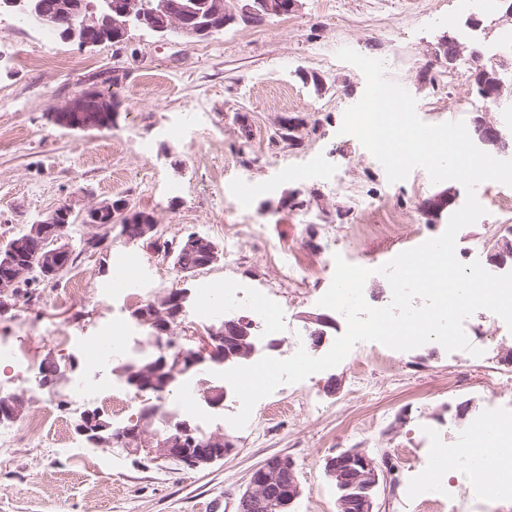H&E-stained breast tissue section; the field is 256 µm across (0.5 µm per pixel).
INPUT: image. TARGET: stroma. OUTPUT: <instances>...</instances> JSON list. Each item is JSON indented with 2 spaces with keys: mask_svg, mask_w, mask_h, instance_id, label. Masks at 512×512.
<instances>
[{
  "mask_svg": "<svg viewBox=\"0 0 512 512\" xmlns=\"http://www.w3.org/2000/svg\"><path fill=\"white\" fill-rule=\"evenodd\" d=\"M482 20V44L500 46L512 36L499 0L468 11L463 0H299L292 14L255 26L237 22L204 41L131 32L123 44L93 49L46 39L42 29L0 11V248L42 214L62 204L75 213L123 196L154 214L166 238L197 232L219 248V262L182 278L169 261L108 234L97 253L82 252L94 227L74 223L66 241L81 253L57 280L20 286L15 307L0 312V339L21 344L28 369L0 365V387L26 400L25 418L42 412L54 397L62 427L41 435L1 421L13 432L0 447V512H236L251 471L266 458L294 459L302 494L292 512H336V484L326 475V458L363 448L393 465L377 490L380 512H405L400 485L411 467L431 477L429 426L446 440L496 409H512V330L492 313L469 319L464 331L473 359L448 354L430 342L410 351L362 343L338 366L315 373L258 401L250 428L228 424L240 402L227 391L223 407L200 403L192 423L202 432L224 430L236 450L211 466L187 470L155 464L120 448H96L93 463L58 453L48 455L58 434L77 440L80 411L65 387L38 385L45 363L85 369L83 356L66 339L98 335L113 315L131 316L146 300L173 288L190 291L183 327L201 333L206 321L194 310L207 304L201 291L236 280L279 303L286 327L271 350L292 352L297 335L326 315L314 291L329 287L335 256L372 267L444 233L447 218L427 219L422 203L458 182L431 183L415 169L406 180L389 182L382 165L350 135L339 134L345 110L362 97V72L335 57L349 47L384 61L386 76L417 101L428 124L484 118L512 124V105L487 106L472 89L469 58L433 63L431 51L449 34V19ZM93 88L116 93L121 107L111 129L73 131L54 124L52 112L75 94ZM290 121L295 140L277 134ZM245 186L243 201L233 199ZM295 197V207L284 206ZM487 214L456 236V256L497 269L495 244L512 227V211L500 199L512 187L477 186ZM364 224L392 225L385 241L358 234ZM291 248L317 270L305 280L273 252ZM135 253L153 287L148 298L125 304L101 301L115 267ZM80 285L84 298L68 293ZM468 405L466 416L456 408Z\"/></svg>",
  "mask_w": 512,
  "mask_h": 512,
  "instance_id": "1",
  "label": "stroma"
}]
</instances>
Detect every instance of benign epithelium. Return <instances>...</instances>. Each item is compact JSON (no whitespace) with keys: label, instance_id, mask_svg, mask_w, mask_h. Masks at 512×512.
<instances>
[{"label":"benign epithelium","instance_id":"1","mask_svg":"<svg viewBox=\"0 0 512 512\" xmlns=\"http://www.w3.org/2000/svg\"><path fill=\"white\" fill-rule=\"evenodd\" d=\"M235 8H230L225 0H216L218 13L224 19L240 16L247 21H255L263 13L291 14L298 6V0H232ZM160 12L165 14L166 23L159 27L150 20V10L145 0H101L95 6L86 0H74L69 4V27L60 30L62 12L59 5L49 0H28L26 12L33 25L49 31H58L65 41H76L82 48H92L102 44L99 30L102 22L111 28L114 43L124 41L129 26V18L136 15L158 35L174 29L187 39L197 36L193 19L189 17V8L180 0H160ZM118 99L100 90H84L52 114L54 123L62 128L74 131L101 129V117L104 113L118 111ZM473 138L482 146H492L501 153L512 149V129L500 128L490 122H481L473 131ZM458 195L444 191L428 199L424 212L434 216L453 207ZM112 210V201L106 200L89 207L82 214L83 223L98 228L102 213ZM73 217V209L62 204L40 217L31 224L29 231L22 237L10 240L3 255L6 271L0 276V308L10 307V300L15 297V288L31 271L27 264H18L12 258L24 254L31 246H36L39 255V267L42 273L56 278L68 266L69 246L62 243L63 230ZM159 234L156 220L140 225L136 234L124 233L129 243L143 241L153 243ZM189 243L201 248L207 256L205 266L219 261L216 251L209 247V241L199 234L190 236ZM190 292L182 291L179 298L160 309V305L150 303L133 315L138 322L153 325L158 331L156 342L161 355L143 365L118 367L116 372L124 373L129 386L143 392L152 390L156 393L166 390L173 384L183 369H191L207 361L218 364L229 362L242 363L250 360L258 352V338L253 336L252 322L241 316L227 314L224 317V329L236 333L234 341L223 342L222 330L211 328L208 334L199 337V345H176L172 339L176 336L170 321L182 315L181 301L188 299ZM319 328L311 331V344L318 348L326 341V329L334 327V321L328 317L316 319ZM66 379V373L54 363H46L41 373L39 384L57 385ZM25 408L23 396L0 390V417L13 419L21 415ZM77 432L81 435L91 434L98 446L106 448L119 442L126 447L130 455L141 456L155 463H170L185 469L196 470L208 467L224 460L235 451L234 445L224 436V432L215 431L205 442L195 438V430L185 422L180 423L169 432H151L143 425L128 431L127 435L117 438L112 435V423L102 419L96 410H87L80 417ZM324 470L332 478L339 491L337 512H377L376 490L385 478L383 465L363 448H349L326 459ZM301 495L296 463L288 455L277 454L268 457L256 466L249 478L246 491L241 494L237 512H290L291 506Z\"/></svg>","mask_w":512,"mask_h":512}]
</instances>
